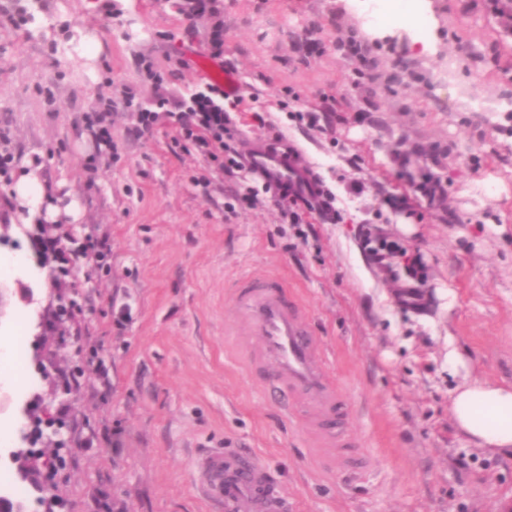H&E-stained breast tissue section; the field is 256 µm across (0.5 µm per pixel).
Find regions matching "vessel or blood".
<instances>
[{"label": "vessel or blood", "instance_id": "vessel-or-blood-1", "mask_svg": "<svg viewBox=\"0 0 512 512\" xmlns=\"http://www.w3.org/2000/svg\"><path fill=\"white\" fill-rule=\"evenodd\" d=\"M196 63L225 93L237 91L233 73L222 65L202 54ZM247 162L274 197L300 200L320 211L329 209L328 191L315 171L301 162L293 145L282 140L255 142ZM236 302L261 342L257 373L267 376L270 390L281 396L300 392L314 399L319 406L314 421L317 431L325 442L341 445L338 426L343 395L329 378L323 352L309 335L287 284L270 279L257 285L242 278ZM197 470L207 495L223 501L224 512H288V499L272 482L267 467L246 450L209 453Z\"/></svg>", "mask_w": 512, "mask_h": 512}]
</instances>
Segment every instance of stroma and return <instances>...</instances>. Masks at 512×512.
Masks as SVG:
<instances>
[{
	"label": "stroma",
	"mask_w": 512,
	"mask_h": 512,
	"mask_svg": "<svg viewBox=\"0 0 512 512\" xmlns=\"http://www.w3.org/2000/svg\"><path fill=\"white\" fill-rule=\"evenodd\" d=\"M19 1L30 20L18 30L7 17ZM184 7L0 0V152L14 157L0 182V265L20 254L29 267L0 281V429L48 413L66 439L53 448L24 423L41 457L64 463L27 480L0 458L12 500L28 512H224L196 466L246 448L291 512H502L512 454L470 445L450 407L463 380L512 384V0H425L423 32L413 18L368 30L373 0H217L219 17L191 24ZM217 20L242 97L228 145L287 139L329 189L330 220L298 203L300 223H287L266 197L237 205L261 188L249 174L197 186L207 172L193 148L170 149L164 125L139 137L122 108L119 159L86 172L94 148L78 116L126 87L150 107L143 56L172 97L201 90L194 55ZM355 40L364 58L349 53ZM31 171L77 218L24 216L12 184ZM428 173L447 188L434 204L417 190ZM99 228L111 252L84 258L76 248ZM368 233L401 254L378 264ZM245 276L295 292L347 398L350 447L322 444L302 396L261 389L258 338L232 299ZM409 281L426 307L400 302ZM26 374L35 384L18 391Z\"/></svg>",
	"instance_id": "obj_1"
}]
</instances>
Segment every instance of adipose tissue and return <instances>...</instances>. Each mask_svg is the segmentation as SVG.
<instances>
[{
    "mask_svg": "<svg viewBox=\"0 0 512 512\" xmlns=\"http://www.w3.org/2000/svg\"><path fill=\"white\" fill-rule=\"evenodd\" d=\"M13 192L19 207L30 216L57 219L60 212L47 204V190L37 175L21 177ZM451 414L456 428L475 447L512 451V385L475 381L459 386Z\"/></svg>",
    "mask_w": 512,
    "mask_h": 512,
    "instance_id": "ef3b65f1",
    "label": "adipose tissue"
}]
</instances>
